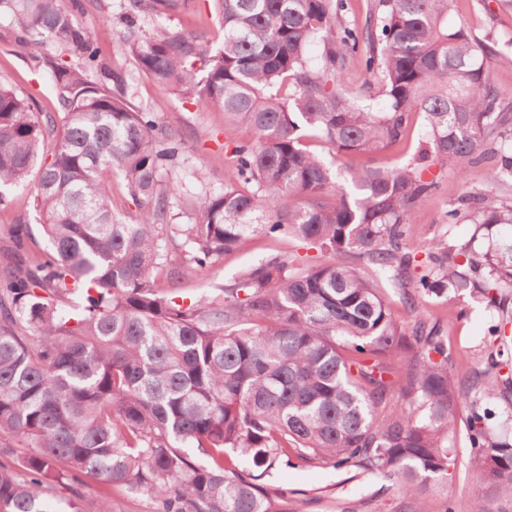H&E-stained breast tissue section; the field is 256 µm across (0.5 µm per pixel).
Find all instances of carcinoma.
Wrapping results in <instances>:
<instances>
[{"instance_id": "obj_1", "label": "carcinoma", "mask_w": 512, "mask_h": 512, "mask_svg": "<svg viewBox=\"0 0 512 512\" xmlns=\"http://www.w3.org/2000/svg\"><path fill=\"white\" fill-rule=\"evenodd\" d=\"M221 47L184 30L152 34L136 18L192 12V0H129L126 52L155 85L224 112L235 174L196 197L176 223L180 134L112 90L118 74L83 0H0L16 42L52 75L61 112L43 115L0 82V210L33 185L46 257H26L12 226L16 270L0 279V436L22 439L18 469L0 467V512H47L43 494L88 476L162 501L164 512H279L258 483L282 456L357 463L402 493L447 481L450 436L464 400L477 487L512 496V440L488 403L512 392V364L492 360L471 386L449 370L441 328L392 316L355 258L416 299L470 294L512 324V205L468 192L447 212L481 236L425 246V271L402 251L417 203L436 188L431 167L464 175L493 161L487 182L512 186V106L489 79L492 39L448 25L457 0H378L364 32L345 0H212ZM321 39L320 64L307 53ZM385 98L372 111L345 85L359 42ZM289 93L282 94L283 86ZM422 115L419 162L347 172V186L304 145L372 157ZM120 171L141 208L112 213L106 174ZM250 186L243 190L238 183ZM264 234L304 242L334 263L283 255L242 270L221 295L185 301L160 292L184 262L204 267ZM81 303L69 306L71 296Z\"/></svg>"}]
</instances>
